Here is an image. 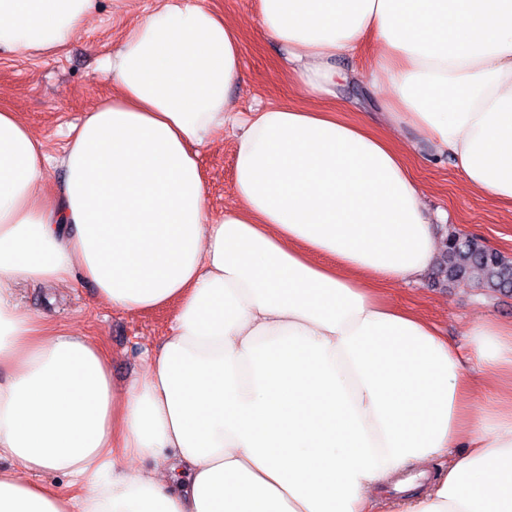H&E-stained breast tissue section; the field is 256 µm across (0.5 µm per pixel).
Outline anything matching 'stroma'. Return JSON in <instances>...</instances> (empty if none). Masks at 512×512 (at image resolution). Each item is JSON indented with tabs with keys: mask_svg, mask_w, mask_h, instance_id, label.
I'll return each mask as SVG.
<instances>
[{
	"mask_svg": "<svg viewBox=\"0 0 512 512\" xmlns=\"http://www.w3.org/2000/svg\"><path fill=\"white\" fill-rule=\"evenodd\" d=\"M99 2L93 20L77 30L61 52L48 56L0 53V108L19 112L52 150L63 144L67 125L109 93L99 69L100 59L154 4V0ZM208 2L245 33L244 73L231 93L235 110L247 112L257 104L284 99L305 105V97L281 71L279 45L259 31L257 0ZM235 134V127H226L202 152L207 207L215 219L223 218L225 210L237 203ZM431 153L430 145L421 144L410 164L434 217L437 237L451 231L472 235L512 260V208L491 194L470 189L448 160L432 159ZM388 295L394 304L434 321L457 342L479 317L512 318V295L492 293L465 280L442 284L430 275L414 283L392 284ZM17 301L21 310L50 315L63 327L100 341L108 354L112 378L120 384L140 372L143 349L160 346L171 320L163 310L145 315L112 311L96 301L93 288L85 284L50 287L23 281L17 287Z\"/></svg>",
	"mask_w": 512,
	"mask_h": 512,
	"instance_id": "35a3bbf8",
	"label": "stroma"
}]
</instances>
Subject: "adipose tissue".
Returning a JSON list of instances; mask_svg holds the SVG:
<instances>
[{"label":"adipose tissue","mask_w":512,"mask_h":512,"mask_svg":"<svg viewBox=\"0 0 512 512\" xmlns=\"http://www.w3.org/2000/svg\"><path fill=\"white\" fill-rule=\"evenodd\" d=\"M258 2L307 106L238 116L243 35L160 0L59 153L0 109V512H375L372 489L435 458L399 512H512V320L461 348L385 298L441 249L397 131L512 207V0ZM97 6L0 0V52H57ZM369 41L383 128L320 103ZM229 123L239 205L214 220L201 150ZM22 279L168 310L169 333L116 384L97 340L20 309Z\"/></svg>","instance_id":"ef3b65f1"}]
</instances>
